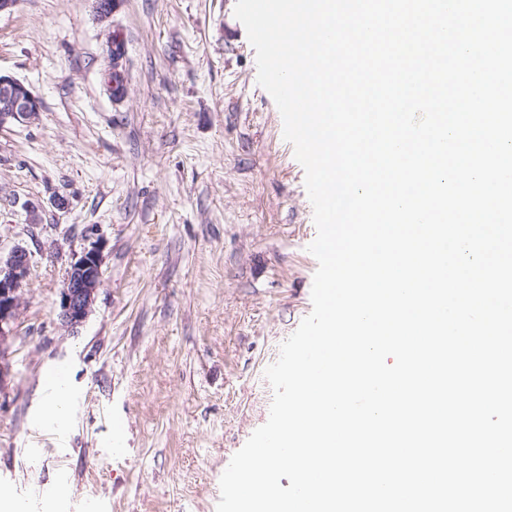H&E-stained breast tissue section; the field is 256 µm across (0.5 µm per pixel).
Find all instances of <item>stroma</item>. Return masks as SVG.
Listing matches in <instances>:
<instances>
[{
  "label": "stroma",
  "mask_w": 512,
  "mask_h": 512,
  "mask_svg": "<svg viewBox=\"0 0 512 512\" xmlns=\"http://www.w3.org/2000/svg\"><path fill=\"white\" fill-rule=\"evenodd\" d=\"M235 0H18L0 73L38 98L0 128V250L32 256L0 378V490L23 512H216L232 456L269 416L265 370L312 309L305 171L257 82ZM125 39L121 99L106 50ZM103 279L77 329L67 268ZM65 370L66 425L41 423ZM122 422V447L111 445ZM103 276L100 249L92 247L73 262L59 293V318L76 329L86 320Z\"/></svg>",
  "instance_id": "35a3bbf8"
}]
</instances>
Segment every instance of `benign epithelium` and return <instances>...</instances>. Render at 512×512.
Listing matches in <instances>:
<instances>
[{
  "label": "benign epithelium",
  "instance_id": "benign-epithelium-1",
  "mask_svg": "<svg viewBox=\"0 0 512 512\" xmlns=\"http://www.w3.org/2000/svg\"><path fill=\"white\" fill-rule=\"evenodd\" d=\"M39 111L38 100L25 84L0 74V127L13 120H28ZM31 266V254L22 246L0 253V350L11 336L20 290L30 275ZM102 276L101 252L97 247L85 251L69 266L58 304L59 318L66 327L75 329L84 323Z\"/></svg>",
  "mask_w": 512,
  "mask_h": 512
}]
</instances>
